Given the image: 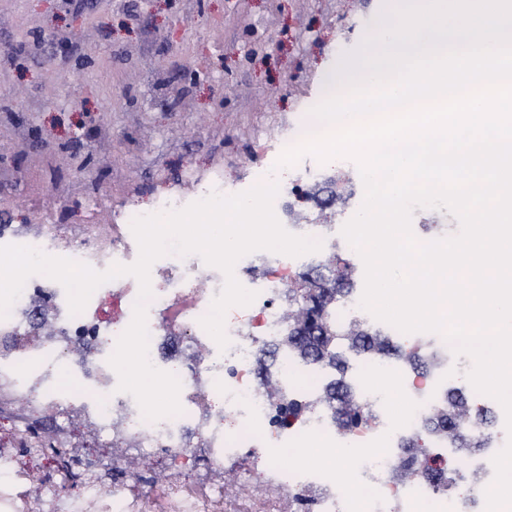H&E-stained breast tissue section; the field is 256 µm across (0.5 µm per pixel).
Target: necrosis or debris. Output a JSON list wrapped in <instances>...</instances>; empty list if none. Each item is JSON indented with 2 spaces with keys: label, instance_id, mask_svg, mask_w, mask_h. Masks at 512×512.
Segmentation results:
<instances>
[{
  "label": "necrosis or debris",
  "instance_id": "4bbe7bcc",
  "mask_svg": "<svg viewBox=\"0 0 512 512\" xmlns=\"http://www.w3.org/2000/svg\"><path fill=\"white\" fill-rule=\"evenodd\" d=\"M233 194L223 176L197 183L191 193L160 192L152 207L121 213L93 209L74 240L58 237L54 217L38 209L41 228L20 233L0 226V246L24 245L104 271L133 264L139 255L132 233L134 218L148 212L177 210L210 193ZM288 232L320 240L316 255L291 257L266 250L240 258L234 273L256 297L248 314L239 307L225 316L227 348H219L200 320L224 286V275L196 254L156 260L151 278L164 279L147 305L148 358L158 363L164 338L182 342V358L168 371L181 382L180 414L147 420L135 398L119 391V378L108 359L133 318L138 289L124 278L101 285L84 311L71 315L64 287L42 274L28 278L7 318L0 319V395L19 410L45 411L66 418L78 410L97 428V442L144 460L105 486L85 482L87 501H107V512H486L485 491L493 483L491 458L477 448L461 453L447 436L435 435L433 454L413 458L407 448L424 422L440 416L448 387L469 358L455 356L442 335H408L361 309V289L333 297L327 318L336 328L337 351L350 346L359 330L393 341H411L412 352L438 354L433 371L409 369L403 359L371 352L351 363L347 382L350 406L365 417L356 426L336 421V404L325 392L324 364L303 360L288 343V333L303 318L300 305L285 293L311 258L333 273L336 254H349V270L363 274L364 264L351 251L336 221L287 223ZM263 264V276L251 268ZM46 308L54 336L33 341L26 318L30 307ZM274 346L280 356L262 372L258 360ZM300 412L286 416L289 405ZM28 434L20 425L12 442L0 445V472L15 476L20 512H28L34 486L16 469L15 449ZM317 445L320 455L307 454ZM345 451L343 476L325 457ZM453 469L473 487L460 497L434 486L422 469Z\"/></svg>",
  "mask_w": 512,
  "mask_h": 512
}]
</instances>
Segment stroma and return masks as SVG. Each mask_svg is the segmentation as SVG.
Listing matches in <instances>:
<instances>
[{"instance_id":"obj_1","label":"stroma","mask_w":512,"mask_h":512,"mask_svg":"<svg viewBox=\"0 0 512 512\" xmlns=\"http://www.w3.org/2000/svg\"><path fill=\"white\" fill-rule=\"evenodd\" d=\"M391 0H0V225L253 185ZM76 45L61 54L44 37ZM42 40L41 50L15 54Z\"/></svg>"}]
</instances>
